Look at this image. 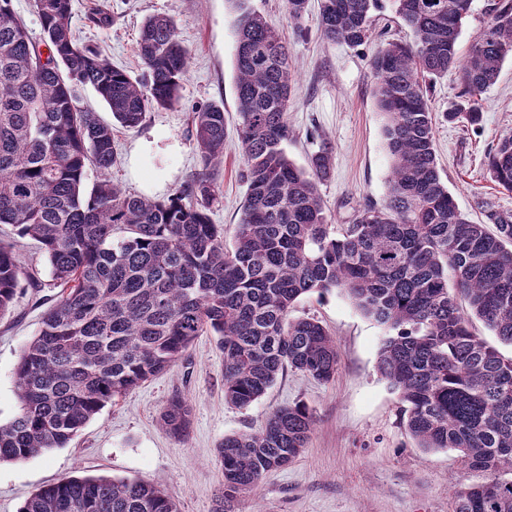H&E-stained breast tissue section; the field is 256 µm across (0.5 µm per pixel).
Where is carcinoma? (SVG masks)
I'll return each mask as SVG.
<instances>
[{
  "label": "carcinoma",
  "mask_w": 512,
  "mask_h": 512,
  "mask_svg": "<svg viewBox=\"0 0 512 512\" xmlns=\"http://www.w3.org/2000/svg\"><path fill=\"white\" fill-rule=\"evenodd\" d=\"M35 2L45 56L12 0H0V224L38 244L59 292L17 364L20 409L0 424V463L66 447L107 404L170 370L205 333L217 337L224 401L235 407L262 398L289 369L333 380L335 339L317 320L291 312L307 293L339 290L392 331L377 370L399 395L408 433L426 450L457 451L484 475L454 490L452 512H512V478H503L512 474V357L470 329L474 317L512 346V221L495 217L492 233L457 209L437 168L423 85L458 70L463 101L446 119L478 125L481 94L512 57V4L494 7L479 47L462 61L459 0H392L413 41H388L371 60L392 160L389 194L382 206L358 210L353 223L334 224L318 192L332 147L321 144L306 170L285 152L293 137L288 43L249 0H228L236 13L237 133L248 186L229 246L210 216L218 200L210 168L224 157V106L193 115L205 173L151 200L112 181L113 127L75 96L76 87H92L125 127L172 105L189 60L176 21L153 15L143 22L141 83L76 43L71 0ZM287 8L297 25L308 0H287ZM378 8L379 0H320L321 33L361 46ZM90 166L98 179L88 190ZM487 170L512 192V133L488 154ZM20 287L16 244L0 239V317ZM160 419L171 437L184 439L188 400L173 394ZM314 425L309 407L286 405L261 430L225 436L216 448L223 483L212 512H235L242 495L299 454ZM19 512L178 508L158 485L99 476L46 485Z\"/></svg>",
  "instance_id": "carcinoma-1"
}]
</instances>
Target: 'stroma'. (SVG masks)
<instances>
[{"mask_svg": "<svg viewBox=\"0 0 512 512\" xmlns=\"http://www.w3.org/2000/svg\"><path fill=\"white\" fill-rule=\"evenodd\" d=\"M251 4L288 42L295 65L288 157L303 168L321 143L332 145L333 167L318 190L333 223H352L358 209L383 205L389 192L385 117L373 97L370 60L381 40L405 41L411 32L390 0H381L373 13L372 39L357 47L322 36L316 0L298 29L288 17L286 0ZM154 14L176 20L190 51L187 75L177 104L150 109L137 127L114 128L112 178L132 194L167 198L203 167L191 137L193 112L223 104L227 136L224 161L216 170L221 201L211 217L223 225L225 241H232L247 186L240 177L235 14L228 0H72L71 25L80 44L137 79L145 70L137 47L140 26ZM459 91L453 69L430 89L440 174L459 210L474 223H489L494 214L512 218V193L495 186L486 171L500 135L512 131V58L482 96L479 127L445 119ZM20 253L40 285L23 289L11 313L0 319L1 424L20 408L15 368L56 296L44 255L30 243ZM293 314L317 319L335 337L339 361L332 381L320 383L290 370L248 408L228 405L224 356L216 337L200 336L169 371L107 404L67 447L1 463L0 512H18L38 489L68 476L158 484L179 512H212L222 484L215 449L224 436L259 430L277 407L297 403L315 415L306 447L239 498L236 512H449L456 488L482 481L481 473L461 467L456 452L423 450L406 433L398 396L377 370L388 334L384 326L338 291L301 296ZM176 393L192 409L189 434L181 441L160 424L163 407Z\"/></svg>", "mask_w": 512, "mask_h": 512, "instance_id": "35a3bbf8", "label": "stroma"}]
</instances>
